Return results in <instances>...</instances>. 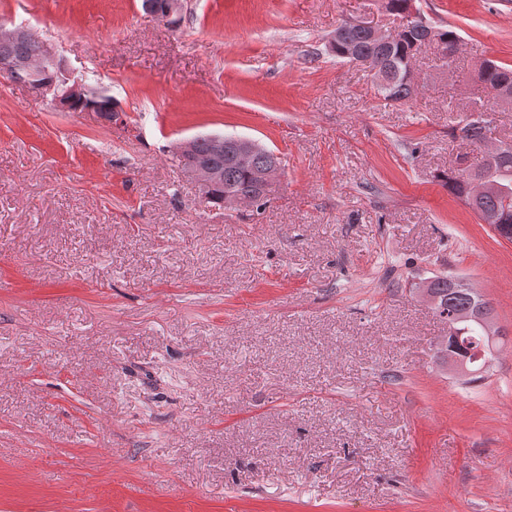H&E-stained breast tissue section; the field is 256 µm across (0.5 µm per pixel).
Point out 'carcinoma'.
<instances>
[{
  "mask_svg": "<svg viewBox=\"0 0 512 512\" xmlns=\"http://www.w3.org/2000/svg\"><path fill=\"white\" fill-rule=\"evenodd\" d=\"M433 38L436 44L444 47L460 39L453 27L430 26L418 27L408 24L401 39L394 43H383L371 37L368 31L341 24L337 29L334 40L330 45L336 57L352 63L360 64L369 70L385 72L388 76V86L375 85V90L384 99L405 103L409 101L418 87L414 70L408 69L409 62L421 52L428 38ZM13 56L20 60L37 59L41 56V46L33 39L17 37L14 40L1 43L0 55ZM478 82L484 90H498L512 93V67L486 61L479 67ZM487 137V125L476 119L469 123V128L463 139L476 148H481L482 141ZM196 156L205 161L221 174V181L212 191L211 200L219 205L227 193L247 196L256 192L254 175L274 167L271 155L264 152L256 153L251 163L246 167L239 166L227 154H215L211 151L209 138L200 136L195 144ZM448 191L461 202H466L470 193L469 181L460 172L450 171L445 178ZM482 214L492 218L490 226L496 232H502V226L512 227V206L507 208L496 197L489 196L480 203ZM428 290L436 305L434 310L438 315L445 313L467 319L476 313H491L489 302L468 288H453L448 284V277L434 276L428 282ZM462 337L452 354L465 358L471 354L479 342V333L467 322L461 326Z\"/></svg>",
  "mask_w": 512,
  "mask_h": 512,
  "instance_id": "cac0c4a2",
  "label": "carcinoma"
}]
</instances>
